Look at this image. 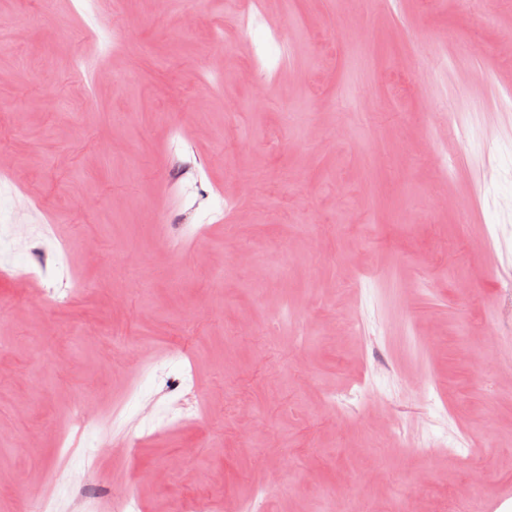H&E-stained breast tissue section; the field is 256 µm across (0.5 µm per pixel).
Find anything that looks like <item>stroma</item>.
I'll use <instances>...</instances> for the list:
<instances>
[{
    "label": "stroma",
    "instance_id": "35a3bbf8",
    "mask_svg": "<svg viewBox=\"0 0 512 512\" xmlns=\"http://www.w3.org/2000/svg\"><path fill=\"white\" fill-rule=\"evenodd\" d=\"M507 29L0 0V512H512Z\"/></svg>",
    "mask_w": 512,
    "mask_h": 512
}]
</instances>
